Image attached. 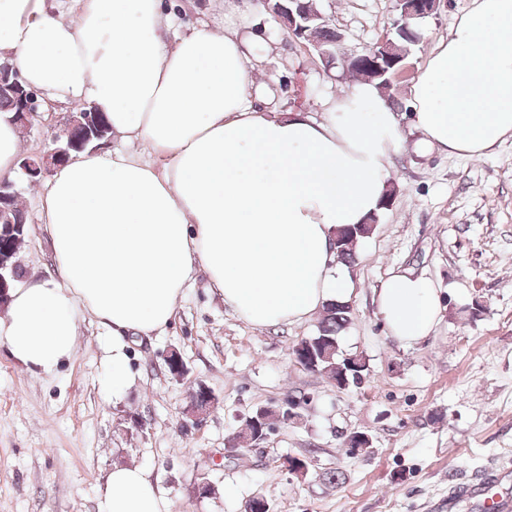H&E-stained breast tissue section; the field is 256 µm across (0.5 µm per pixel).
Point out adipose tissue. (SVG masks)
Returning <instances> with one entry per match:
<instances>
[{
    "instance_id": "obj_1",
    "label": "adipose tissue",
    "mask_w": 512,
    "mask_h": 512,
    "mask_svg": "<svg viewBox=\"0 0 512 512\" xmlns=\"http://www.w3.org/2000/svg\"><path fill=\"white\" fill-rule=\"evenodd\" d=\"M221 22L173 32L161 0H80L73 17L44 0H0V58L44 107L84 103L122 149L85 150L41 195L55 277L10 289L0 345L33 373L74 356L82 313L112 338L114 399L131 383L127 334L162 330L195 269L254 327L319 315L354 289L336 231L379 212L389 164L405 147L376 83L356 81L318 121L266 116L256 101L259 45L246 0H220ZM420 153L479 157L512 137V0H473L410 88ZM143 142L163 170L132 152ZM24 145L0 112V178ZM389 333L410 346L443 310L439 288L395 274L377 293ZM101 512H167L136 463L113 465Z\"/></svg>"
}]
</instances>
